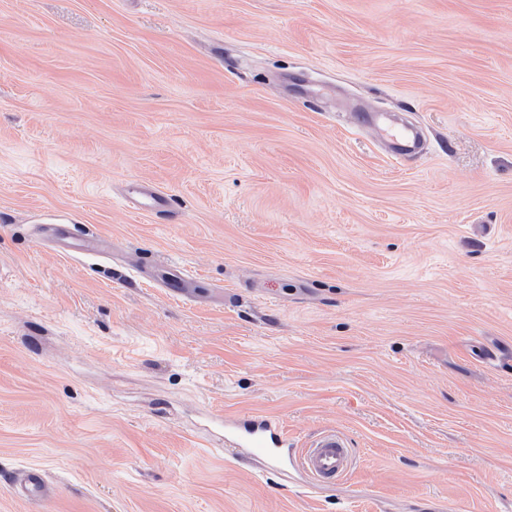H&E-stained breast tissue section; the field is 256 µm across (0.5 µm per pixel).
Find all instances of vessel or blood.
Wrapping results in <instances>:
<instances>
[{
    "mask_svg": "<svg viewBox=\"0 0 512 512\" xmlns=\"http://www.w3.org/2000/svg\"><path fill=\"white\" fill-rule=\"evenodd\" d=\"M351 121L360 128L376 127L380 137L392 144V154L396 158H408L415 150V132L388 123L384 116L355 112L351 115ZM129 201L135 211L143 210L159 216L167 213L165 197L142 184L131 186ZM52 239L59 254L64 256L87 255L110 247L107 240L92 235L84 238L73 236L65 224L54 227ZM161 279L170 295L182 297L188 292L191 277L183 268L168 265L164 267ZM224 439L232 443L240 456L258 459L283 470H299L318 485L336 483L352 466V450L340 434L333 431L323 432L313 440L310 448L298 454L290 447L288 437L279 424L264 416L254 415L247 419L225 418Z\"/></svg>",
    "mask_w": 512,
    "mask_h": 512,
    "instance_id": "vessel-or-blood-1",
    "label": "vessel or blood"
}]
</instances>
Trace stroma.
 Segmentation results:
<instances>
[{
	"label": "stroma",
	"mask_w": 512,
	"mask_h": 512,
	"mask_svg": "<svg viewBox=\"0 0 512 512\" xmlns=\"http://www.w3.org/2000/svg\"><path fill=\"white\" fill-rule=\"evenodd\" d=\"M251 413L351 470L259 471ZM0 512H512V0H0ZM350 119L359 128L376 127L380 137L393 145L391 154L398 159H407L415 150L417 143L415 132L409 128H401L388 123L382 115L353 112ZM128 199L132 204L130 208L134 211L143 210L163 217L168 216L166 198L148 186L133 184ZM52 240L57 245L58 253L64 256L88 255L112 248L110 242L92 234L84 238L73 236L67 224H60L53 228ZM161 279L167 292L174 297H183L188 293L190 275L181 267L168 265L163 267ZM230 442L237 454L251 460H262L283 470L297 469L317 485L334 484L352 466V448L336 431L319 434L310 448L298 456L290 448L288 436L279 424L264 416L248 419L224 418V442Z\"/></svg>",
	"instance_id": "1"
}]
</instances>
